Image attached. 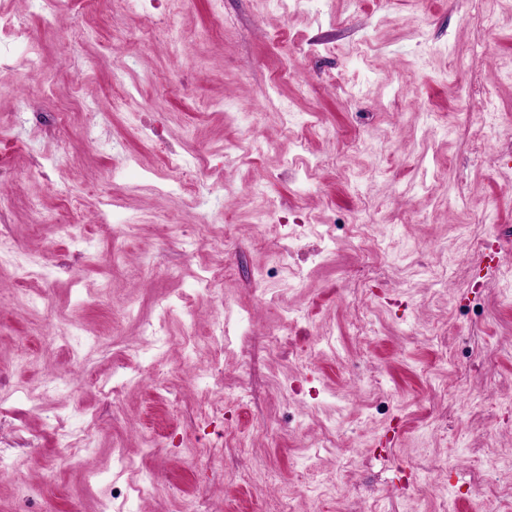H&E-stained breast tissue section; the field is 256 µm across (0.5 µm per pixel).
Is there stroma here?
<instances>
[{
    "instance_id": "obj_1",
    "label": "stroma",
    "mask_w": 512,
    "mask_h": 512,
    "mask_svg": "<svg viewBox=\"0 0 512 512\" xmlns=\"http://www.w3.org/2000/svg\"><path fill=\"white\" fill-rule=\"evenodd\" d=\"M16 14L0 238L43 275L0 266V457L26 463L0 512H475L512 485V0H0ZM85 432L100 484L56 467ZM488 451L505 467L474 466ZM149 473L160 492L131 498Z\"/></svg>"
}]
</instances>
